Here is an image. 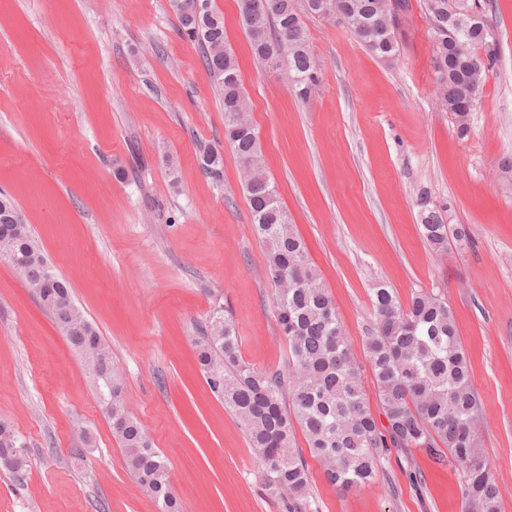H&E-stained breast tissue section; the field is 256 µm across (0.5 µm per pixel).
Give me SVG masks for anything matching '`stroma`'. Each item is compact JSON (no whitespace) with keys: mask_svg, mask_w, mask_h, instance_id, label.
I'll use <instances>...</instances> for the list:
<instances>
[{"mask_svg":"<svg viewBox=\"0 0 512 512\" xmlns=\"http://www.w3.org/2000/svg\"><path fill=\"white\" fill-rule=\"evenodd\" d=\"M409 3L389 64L342 24L308 20L320 84L304 103L252 55L237 0H212L267 173L357 361H367L376 282L403 302L417 291L447 300L500 512H512V175L500 169L512 158V0H494L498 60L464 138L437 99L428 25ZM203 144L223 151L222 182L200 169ZM0 191L110 346L182 512H286L197 362L217 303L250 366L284 367L288 344L223 104L171 0H0ZM424 197L469 244L430 248L418 227ZM0 419L29 459L20 481L0 467V512H158L80 355L4 261ZM308 471L309 512H461V471L424 448L390 449L377 482L352 492L328 486L316 460Z\"/></svg>","mask_w":512,"mask_h":512,"instance_id":"stroma-1","label":"stroma"}]
</instances>
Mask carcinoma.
Returning a JSON list of instances; mask_svg holds the SVG:
<instances>
[{"label":"carcinoma","instance_id":"obj_1","mask_svg":"<svg viewBox=\"0 0 512 512\" xmlns=\"http://www.w3.org/2000/svg\"><path fill=\"white\" fill-rule=\"evenodd\" d=\"M253 10L239 0L241 25L256 58L284 70L297 97L316 92L319 76L305 18H340L374 57L392 62L400 53L397 30L408 0H257ZM492 0H419L433 38L436 93L444 111L467 136L469 117L486 77L498 57L493 41L467 25L468 14L483 18L498 31ZM181 35L195 44L224 105V138L237 158L247 194L253 230L266 250L265 271L275 287L276 320L288 342L283 370L263 371L239 356L232 322L217 302L201 327L198 362L210 391L224 401L259 453L269 494L285 502L287 512H305L309 494L308 465L293 447L295 430L319 461L327 484L350 490L374 483L389 448H428L449 458L462 471L463 512H499L500 489L481 448L480 402L469 373L467 353L448 303L418 291L405 304L392 289H372L373 326L366 353L376 384L379 407L388 421L381 431L362 386V366L351 351L332 298L309 261L306 247L282 207L267 175L250 100L234 54L224 38V18L212 7L178 12ZM203 173L215 181L224 173V154L199 145ZM423 237L436 252L449 240H469L463 228L450 232L441 214L421 198ZM25 264L23 277L58 329L95 374L102 408L114 437L124 450L131 474L160 512H181L170 486L169 465L142 424L129 410L117 367L98 366L95 356L112 355L95 325L76 305L67 280L46 279L48 260L24 223L15 202L0 193V259ZM23 438L0 419V464L20 477L28 467Z\"/></svg>","mask_w":512,"mask_h":512}]
</instances>
